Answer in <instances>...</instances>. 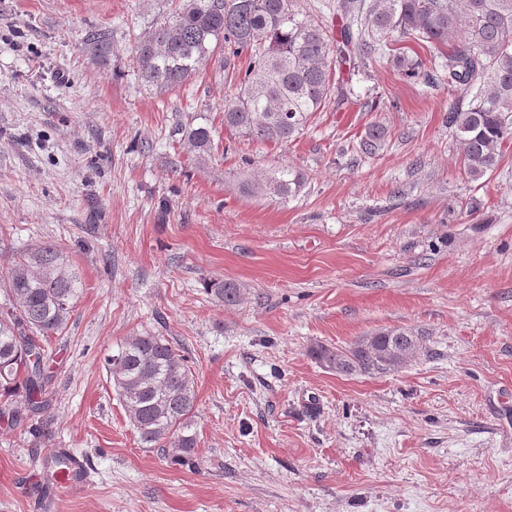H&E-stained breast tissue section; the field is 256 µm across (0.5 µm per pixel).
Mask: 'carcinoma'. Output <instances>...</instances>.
Returning a JSON list of instances; mask_svg holds the SVG:
<instances>
[{
    "label": "carcinoma",
    "instance_id": "cac0c4a2",
    "mask_svg": "<svg viewBox=\"0 0 512 512\" xmlns=\"http://www.w3.org/2000/svg\"><path fill=\"white\" fill-rule=\"evenodd\" d=\"M342 21L331 48L319 25L301 16L294 0H180L137 40L135 64L147 87L174 89L191 79L224 49L253 51L233 101L224 105V127L244 137L286 143L300 134L327 98L331 82L343 90L361 64L386 60L408 78L431 86L423 60L401 51L406 41L448 48L442 79L459 92L448 110L464 169L471 180L496 165L503 143L512 140V0H336ZM86 50L99 63L112 54L108 34L96 33ZM184 139L198 154L213 148L208 126L190 127ZM381 131L374 127L359 148L376 152ZM304 174L272 168L241 181L242 192L285 201L301 193ZM226 306L241 301L231 280L211 284ZM12 310L0 316V392H23V401L0 405V418L21 420V412L44 406L45 347L42 339L62 332L77 298L75 279L58 248L40 244L7 261L0 289ZM348 347L317 345L311 356L338 374L386 373L426 348L425 335L407 327L372 332ZM393 350L399 359L384 361ZM106 371L140 442L160 448L172 461L194 462L197 392L184 356L165 337L144 332L127 338L105 360Z\"/></svg>",
    "mask_w": 512,
    "mask_h": 512
}]
</instances>
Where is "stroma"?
I'll return each mask as SVG.
<instances>
[{
	"label": "stroma",
	"mask_w": 512,
	"mask_h": 512,
	"mask_svg": "<svg viewBox=\"0 0 512 512\" xmlns=\"http://www.w3.org/2000/svg\"><path fill=\"white\" fill-rule=\"evenodd\" d=\"M175 6L0 0V265L51 243L78 288L46 407L0 422V512H512V141L471 180L457 92L384 60L290 142L243 137L221 112L250 51L173 90L141 82L136 40ZM199 125L207 155L182 137ZM281 166L299 196L241 192ZM224 280L239 305L210 291ZM389 327L426 350L351 377L309 354ZM145 331L195 375L193 466L141 445L106 373ZM58 449L84 461V494L53 484ZM183 134L190 148L198 152V154H209L211 152L213 148L211 127L204 125L185 128Z\"/></svg>",
	"instance_id": "obj_1"
}]
</instances>
